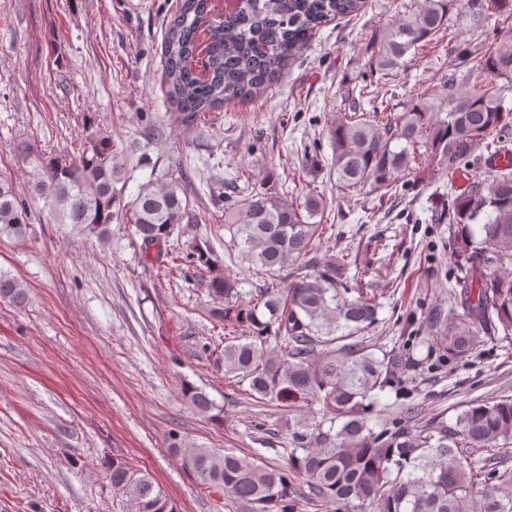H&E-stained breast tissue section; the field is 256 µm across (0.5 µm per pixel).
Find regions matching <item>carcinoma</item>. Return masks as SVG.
Masks as SVG:
<instances>
[{"mask_svg":"<svg viewBox=\"0 0 512 512\" xmlns=\"http://www.w3.org/2000/svg\"><path fill=\"white\" fill-rule=\"evenodd\" d=\"M363 6L364 0H240L236 9L214 17L211 0H179L164 40L166 99L178 116L198 122L228 102L255 98L323 24L356 15ZM456 7L487 17L512 15V0L407 5L385 27L371 57L372 71L388 80L429 45H443L448 69L441 73L437 110L418 100L399 112L387 93L364 80L328 134L330 172L342 189L371 184L389 193L399 175L428 157L450 175L461 168L484 170L461 193L448 183V207L435 216L451 230L453 306L427 345L464 357L484 333L512 341V149L504 141L512 130V106L506 105L512 43L480 32L474 49L462 46L452 32ZM203 31L208 66L199 74L190 60ZM17 150L33 168L28 193L43 201L55 223L101 237L123 216L152 268L166 266V242L185 218L206 219L189 212L181 179L160 184L151 178L127 194L124 147L94 114L71 155L48 156L26 143ZM243 179V198L224 212V228L240 246L241 262L270 274L286 271L289 283L264 284L240 303L237 281L224 274L213 245H188L185 259L213 301L209 316L224 325V374L248 383V394L258 400L319 405L340 426L296 435L297 447L286 449L283 466L199 448L184 455L186 470L201 486L249 503L255 512H288L297 477L340 512H512V398L479 401L450 428L432 423L416 433L375 432L364 412L406 366L402 355L379 357L359 339L378 322L382 303L351 287L336 258L320 257L314 218L324 213L322 198H287L253 187L248 173ZM27 225L23 199L0 175V233L22 237ZM28 299L21 281L0 273V301L23 306ZM240 324L248 326L247 335H236ZM186 396L203 414L216 408L201 390L190 388ZM106 477L128 498L131 512H176L148 472L114 459Z\"/></svg>","mask_w":512,"mask_h":512,"instance_id":"cac0c4a2","label":"carcinoma"}]
</instances>
